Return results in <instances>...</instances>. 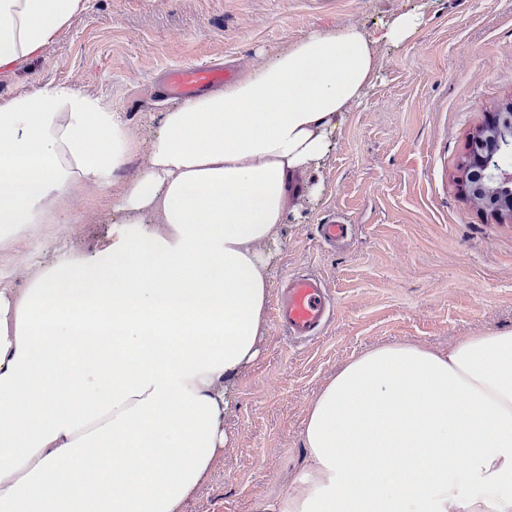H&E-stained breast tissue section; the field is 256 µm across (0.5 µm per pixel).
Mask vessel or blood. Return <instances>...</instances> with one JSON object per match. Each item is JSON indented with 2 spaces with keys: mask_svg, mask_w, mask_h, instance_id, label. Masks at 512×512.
Here are the masks:
<instances>
[{
  "mask_svg": "<svg viewBox=\"0 0 512 512\" xmlns=\"http://www.w3.org/2000/svg\"><path fill=\"white\" fill-rule=\"evenodd\" d=\"M231 65H185L168 69L162 76L164 93L189 97L233 81ZM331 314V298L323 280L315 275L290 276L277 301L276 319L295 337L318 336Z\"/></svg>",
  "mask_w": 512,
  "mask_h": 512,
  "instance_id": "b4317fda",
  "label": "vessel or blood"
}]
</instances>
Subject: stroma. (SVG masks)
I'll use <instances>...</instances> for the list:
<instances>
[{"label":"stroma","mask_w":512,"mask_h":512,"mask_svg":"<svg viewBox=\"0 0 512 512\" xmlns=\"http://www.w3.org/2000/svg\"><path fill=\"white\" fill-rule=\"evenodd\" d=\"M423 23L409 44L378 45L374 86L345 114L334 148L297 178L273 248L269 304L290 275H318L334 319L310 342L268 319L255 360L233 382L224 461L184 512H254L285 492L304 463L309 402L350 358L415 341L437 349L512 327V218L476 206L461 165L494 107L512 103V0H89L40 57L0 74V100L67 86L112 104L136 131L165 99L158 75L224 61L239 72L314 30H373L404 5ZM112 191H75L66 222L9 252L21 288L26 257L58 233L90 252L112 227ZM336 219L348 238L325 245Z\"/></svg>","instance_id":"1"}]
</instances>
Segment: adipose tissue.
I'll use <instances>...</instances> for the list:
<instances>
[{
    "mask_svg": "<svg viewBox=\"0 0 512 512\" xmlns=\"http://www.w3.org/2000/svg\"><path fill=\"white\" fill-rule=\"evenodd\" d=\"M88 0H0V71ZM415 8L314 31L240 80L165 105L148 135L65 86L0 103V246L112 191V239L31 257L0 289V512H182L228 442L258 354L294 175L319 166ZM143 168L117 180L130 156ZM305 462L254 512H512V328L352 357L308 405Z\"/></svg>",
    "mask_w": 512,
    "mask_h": 512,
    "instance_id": "ef3b65f1",
    "label": "adipose tissue"
}]
</instances>
